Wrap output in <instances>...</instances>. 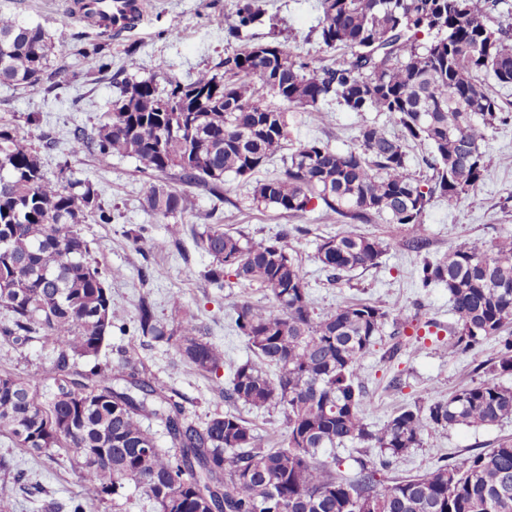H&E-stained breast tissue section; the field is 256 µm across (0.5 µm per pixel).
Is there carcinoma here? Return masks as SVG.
<instances>
[{"label": "carcinoma", "instance_id": "obj_1", "mask_svg": "<svg viewBox=\"0 0 512 512\" xmlns=\"http://www.w3.org/2000/svg\"><path fill=\"white\" fill-rule=\"evenodd\" d=\"M498 6L499 0H319L315 32L338 55L303 57L286 40L259 41L225 52L185 82L131 81L94 133L73 131L74 150L101 162L136 159L148 178L146 206L163 219L190 206L167 178L220 200L225 174L250 176L279 160L277 175L252 186L253 201L290 215L317 207L336 215L345 229L317 249L336 281L377 266L384 252L358 225L386 215L419 250L426 206L436 198L453 208L483 179L482 144L506 116L478 77L512 84V27L489 25ZM261 17L245 3L228 38ZM53 50L43 27L0 16L1 83H42ZM107 50L104 42L85 54L88 72L102 70ZM332 101L351 112L383 113L399 134L364 123L345 151L314 139L284 154L288 109L309 107L323 120L320 104ZM31 126L33 133L20 136L0 123V345L52 346L54 391L44 397L36 381L0 372V436L37 457H66L81 483L67 512L116 508L132 489L155 512H512L511 440L459 463L384 479L392 459L427 436L512 417V388L498 382L512 374L511 233L488 247L460 245L419 270L423 287L448 288L457 316L448 338L435 342L472 349L510 333L491 377L446 399L404 407L377 426L359 370L385 322L397 320L396 307L357 301L319 312L290 245L298 229L255 242L241 230L206 225L199 245L211 262L203 278L218 288L228 275L256 282L271 304L235 305V328L252 355L224 385L217 376L224 350L204 339L184 303L173 300L161 322L149 299L139 298L140 335L212 377L224 398L227 410L198 424L180 394L147 376L129 352L115 366L97 363L125 314L80 224L89 213L110 224L112 214L95 185L67 175V166L54 179L46 176L40 148L53 141L40 117ZM409 141L431 145L430 175L410 171ZM240 406L282 415L287 432L280 446L248 426ZM150 418L164 423L169 447L145 426ZM348 443L359 448L346 475L336 449ZM0 470L12 473L0 485V512H14L31 485L5 456Z\"/></svg>", "mask_w": 512, "mask_h": 512}]
</instances>
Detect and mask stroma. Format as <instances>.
<instances>
[{
	"mask_svg": "<svg viewBox=\"0 0 512 512\" xmlns=\"http://www.w3.org/2000/svg\"><path fill=\"white\" fill-rule=\"evenodd\" d=\"M69 0H0V14L11 15L41 25L53 38L56 49L51 57L53 70L63 72L64 84L44 89L22 88L0 82V123L10 124L19 134H28L29 114H39L42 128L55 145L42 150L43 169L56 177L60 165H68L76 178L95 184L101 204L112 213V221L99 223L87 214L81 233L93 258L107 271L112 299L125 312L127 321L113 330L101 363L115 362L119 353L130 352L149 376L175 388L188 410L205 415L224 408V400L213 382L181 362L165 343L140 338L132 317L140 295H149L158 318H165L172 298L181 301L194 314L206 340L224 350L223 379L250 355L247 340L235 331L233 306L247 300L269 304L266 289L253 282L237 281L229 288L209 286L200 276L209 256L198 244L206 223L242 230L257 241H268L283 227H301L292 239L300 268L308 282L315 305L333 309L354 300L382 305L396 304L398 320L382 328L372 353L363 361L362 380L373 405L371 420L382 424L399 408L447 397L465 385L484 379L479 363H491L502 342L490 338L473 349L446 350L417 343L415 329L435 323L441 329L455 326L447 288L422 287L418 271L424 259L441 258L465 243H490L512 232V118L496 124L482 145L489 161L483 180L453 208L432 201L423 216L429 246L423 252L410 251L407 235L387 219L361 225L364 235L380 240L384 254L376 267L348 273L343 280L329 281L315 255L321 237L341 231L335 217L314 210L300 216L281 214L274 208L253 203L254 180L272 177L277 170L268 164L253 179L228 173L224 176V200H216L201 187L171 179L172 188L191 200L190 208L178 215L175 224L154 216L146 207L145 179L131 157H112L102 163L89 153L71 149L72 131L82 127L94 130L112 107L122 86L130 80L149 77L188 79L205 65L223 57L228 48L224 30L232 22L238 0H147V12L137 29L120 36H106L101 28L69 19ZM262 24L243 33L245 41L268 40L278 33L300 54H316L320 43L314 32L320 11L318 0H260ZM110 39L112 54L107 68L88 73L82 50L93 42ZM136 57L137 68L127 65ZM324 120L317 121L308 110L289 109V147L313 139L328 142L333 149L351 147L360 125L373 123L389 134L397 129L379 112H351L331 102ZM180 229L179 247L160 251L136 250L131 234L142 230L149 238L168 237L172 227ZM53 353L50 348L32 346L15 349L0 346V371L23 377L40 378L42 392H49L48 378ZM512 439V418L490 427L459 425L447 432L426 437L422 447L412 450L391 466L389 477L401 478L431 470L439 461H459L477 448H492ZM13 458L24 469L39 493L20 497L16 512H44L50 502L64 503L77 495L80 483L64 459L50 461L15 448L0 437V456Z\"/></svg>",
	"mask_w": 512,
	"mask_h": 512,
	"instance_id": "35a3bbf8",
	"label": "stroma"
}]
</instances>
